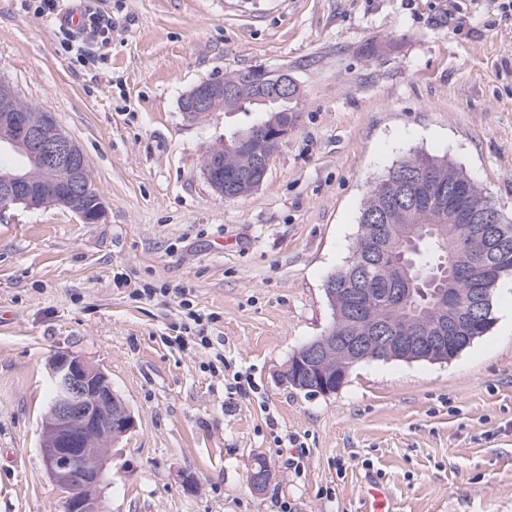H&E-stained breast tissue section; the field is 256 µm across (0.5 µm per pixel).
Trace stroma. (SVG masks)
<instances>
[{"label": "stroma", "instance_id": "35a3bbf8", "mask_svg": "<svg viewBox=\"0 0 512 512\" xmlns=\"http://www.w3.org/2000/svg\"><path fill=\"white\" fill-rule=\"evenodd\" d=\"M501 2L95 0L112 42L78 64L39 0H0V82L55 113L106 203L98 224L0 208V512H64L40 448L60 351L103 368L135 417L112 445L107 512H365L372 479L393 512H512L501 321L445 363L362 362L329 395L282 377L331 326L327 279L391 166L447 159L512 220ZM247 67L287 70L298 112L262 184L227 200L203 157L255 115L190 118L180 100ZM237 373L256 392H236Z\"/></svg>", "mask_w": 512, "mask_h": 512}]
</instances>
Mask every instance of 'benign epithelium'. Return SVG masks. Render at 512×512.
Instances as JSON below:
<instances>
[{"label":"benign epithelium","instance_id":"7a95c632","mask_svg":"<svg viewBox=\"0 0 512 512\" xmlns=\"http://www.w3.org/2000/svg\"><path fill=\"white\" fill-rule=\"evenodd\" d=\"M297 88L285 71L263 68L240 70L231 85L207 80L184 94L181 111L196 118L208 112L233 111L226 102L281 104L298 111ZM291 125L269 121L224 137V142L205 156L203 174L214 191L226 199L244 197L264 180L270 163ZM12 149L30 160L18 171L0 173V206L22 204L42 207L47 202L67 208L86 224H98L106 214L101 195L94 191L86 156L77 141L51 112H20L13 89L0 85V150ZM238 154L244 163L234 175L235 192L224 187V154ZM472 302L466 309L458 302L452 282L447 280L436 295L445 313L424 316L405 324L393 320L370 321V297L360 292L340 294L326 289L337 323L346 336H320L302 346L288 361V373L300 378L317 375L313 390L336 392L357 364L372 358L380 347L385 360L417 361L426 358L446 363L472 337L464 325L479 321L477 309L483 289L472 284ZM54 396L42 422L41 453L53 483L65 493V512H106L101 505L100 486L108 481L112 442L135 426V418L112 389L109 375L100 367L70 352L56 354L49 363Z\"/></svg>","mask_w":512,"mask_h":512}]
</instances>
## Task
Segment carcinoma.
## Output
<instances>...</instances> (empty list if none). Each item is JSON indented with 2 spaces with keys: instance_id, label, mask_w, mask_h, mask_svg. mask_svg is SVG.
I'll list each match as a JSON object with an SVG mask.
<instances>
[{
  "instance_id": "obj_1",
  "label": "carcinoma",
  "mask_w": 512,
  "mask_h": 512,
  "mask_svg": "<svg viewBox=\"0 0 512 512\" xmlns=\"http://www.w3.org/2000/svg\"><path fill=\"white\" fill-rule=\"evenodd\" d=\"M429 169L439 186H451L460 190L457 195L434 192L430 207L414 211L407 204L416 183V171ZM398 180L388 186L385 194L368 196L359 216L358 231L367 237L372 229L383 226L385 249L373 253L367 249L361 254H351L354 261L346 264L345 272L337 274L334 288L346 292L355 288L373 294L374 313L378 317H390L409 305L438 312L433 300L435 288H417L423 280H431L436 288L445 280L443 267H451L453 261L462 258V270L458 272V300L462 304L470 301L468 281L484 276L487 264L494 256L481 246L489 218L498 216L504 227L500 234L503 242L512 249V222L504 220L490 197L467 176L446 159L415 154L393 167ZM416 231L411 270L413 282L406 286L398 283L393 259L398 257L396 243L406 226Z\"/></svg>"
}]
</instances>
